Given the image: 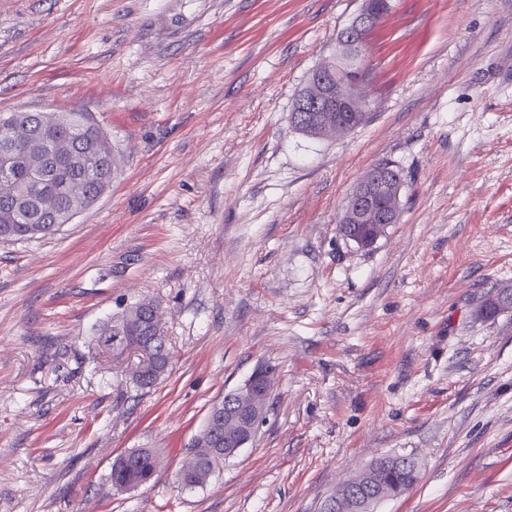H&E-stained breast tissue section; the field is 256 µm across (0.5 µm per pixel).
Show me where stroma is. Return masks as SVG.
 Segmentation results:
<instances>
[{"label":"stroma","mask_w":512,"mask_h":512,"mask_svg":"<svg viewBox=\"0 0 512 512\" xmlns=\"http://www.w3.org/2000/svg\"><path fill=\"white\" fill-rule=\"evenodd\" d=\"M361 0H0V114L91 113L116 160L54 236L0 240V512H319L376 457L420 481L379 512H512V0H392L366 37L368 118L311 139L293 101ZM406 178L399 223L338 233L359 177ZM156 300L172 352L94 328ZM261 366L252 444L176 473ZM138 448L161 468L113 489ZM140 301L143 306L149 304V308L151 310L149 321L145 326L141 325L142 321H140L134 314H129L128 312L126 317H123L122 314L116 317L115 320L118 321L114 326L113 316L112 321L111 318H109L95 329L93 341L97 344L98 336H100L109 325L108 330L99 339L97 346L99 349H104L111 353H126L133 351L141 354V363L136 366L133 372L134 378H143V375L148 371L156 372L148 382L134 380L138 387L145 389L156 385L158 380L166 373V369H168L171 363L172 355L168 346L163 342L166 336L161 326L159 305L152 300L144 299ZM114 327L116 328L115 331L117 336L112 335ZM145 327L150 330V336H139ZM146 340L147 344H145ZM156 345L159 346L158 350L154 349ZM161 366H164L166 371L157 373L158 368Z\"/></svg>","instance_id":"1"}]
</instances>
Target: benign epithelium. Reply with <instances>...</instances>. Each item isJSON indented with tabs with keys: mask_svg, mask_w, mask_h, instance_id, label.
<instances>
[{
	"mask_svg": "<svg viewBox=\"0 0 512 512\" xmlns=\"http://www.w3.org/2000/svg\"><path fill=\"white\" fill-rule=\"evenodd\" d=\"M389 9V0H363V5L336 42L335 61L315 70L308 84L309 94L292 109L291 122L298 126L314 124L318 138L345 133L350 123L345 113L356 117L366 112L367 100L362 92L363 74L360 66L346 67V56L359 60L363 43L356 39V32L377 25ZM66 116L56 113L41 115L38 121L19 130L12 124L0 127V139L10 143L24 134L30 142L45 147L37 163H42L54 151V145L43 141L47 125L60 126ZM404 183L396 178L366 172L355 184L339 215L338 232L346 241L360 248L374 246L380 236L359 232L362 225L386 227L401 217L400 199ZM141 305L149 306L151 314L146 325L133 314L116 317L115 330H107L100 337L98 348L111 353L137 352L141 363L134 370L139 379L161 366L169 367L171 351L163 343L165 334L161 326L159 305L144 299ZM271 396L270 372L259 370L249 382L224 394V404L216 405L208 414L203 433L191 443L190 456L177 472L182 478L195 472L199 458L219 453L228 460L253 441L256 428L263 421ZM382 458L359 471L351 479L336 487V512H377L383 502L408 490L406 486L394 487L380 479Z\"/></svg>",
	"mask_w": 512,
	"mask_h": 512,
	"instance_id": "obj_1",
	"label": "benign epithelium"
}]
</instances>
